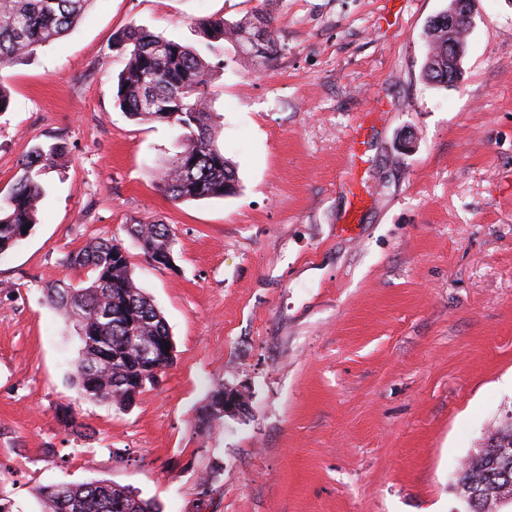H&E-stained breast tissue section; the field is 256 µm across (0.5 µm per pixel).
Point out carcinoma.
<instances>
[{"instance_id": "obj_1", "label": "carcinoma", "mask_w": 512, "mask_h": 512, "mask_svg": "<svg viewBox=\"0 0 512 512\" xmlns=\"http://www.w3.org/2000/svg\"><path fill=\"white\" fill-rule=\"evenodd\" d=\"M94 0H0V70L16 60L34 55L46 43L67 35ZM265 52L269 62L277 54L271 16L265 15ZM253 20L228 22L203 18L198 28L208 40L238 43L241 33L251 32ZM467 28H448V14L427 25L423 77L446 85L460 76L456 59L448 56V41L465 42ZM128 61L118 76L116 98L129 117L166 124L181 131L182 150L158 173L164 193L175 201L222 198L236 194L235 167L224 158L211 124L208 88L213 65L200 52L172 39L154 35L134 23L119 35ZM59 143L37 146L22 159L20 174L0 198V253L10 249L38 223L39 205L45 193L41 177L54 166L62 152ZM130 237L140 236V248L148 257L157 251H173L175 235L168 224H133ZM68 264L93 273L86 286L65 282L46 288L49 302L61 309L81 340L76 361L77 382L82 393L127 409L136 396L154 384V368L172 361L164 350L151 360L142 358L134 340L151 341L169 335L164 317L152 300L136 286L123 246L103 240L88 244L70 255ZM224 386L214 389L199 428L223 420L216 415V400ZM512 445V417L487 435L477 456L467 457L456 472L453 487L465 512H484L488 500L512 498V460L497 455L503 442ZM43 512H159L156 504L125 489L102 481L67 485L65 497L55 486L38 489Z\"/></svg>"}]
</instances>
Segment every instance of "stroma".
Here are the masks:
<instances>
[{"label": "stroma", "instance_id": "obj_1", "mask_svg": "<svg viewBox=\"0 0 512 512\" xmlns=\"http://www.w3.org/2000/svg\"><path fill=\"white\" fill-rule=\"evenodd\" d=\"M448 0H273L268 64L215 43L218 145L240 189L170 199L181 147L116 101L129 24L200 48L197 21L263 0H94L66 36L0 70V191L35 145L30 235L0 254V496L100 480L161 512H458L452 477L512 415V0H478L461 79L421 76ZM176 234L174 264L126 225ZM125 248L174 359L125 411L83 399L81 343L45 297L88 281L70 253ZM248 410L200 431L222 384Z\"/></svg>", "mask_w": 512, "mask_h": 512}]
</instances>
